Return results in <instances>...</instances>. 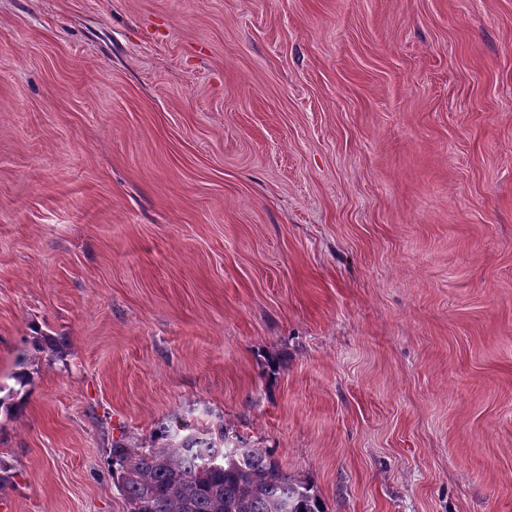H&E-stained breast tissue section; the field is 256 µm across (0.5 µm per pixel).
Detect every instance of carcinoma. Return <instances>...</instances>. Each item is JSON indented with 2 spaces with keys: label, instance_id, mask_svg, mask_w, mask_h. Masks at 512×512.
<instances>
[{
  "label": "carcinoma",
  "instance_id": "1",
  "mask_svg": "<svg viewBox=\"0 0 512 512\" xmlns=\"http://www.w3.org/2000/svg\"><path fill=\"white\" fill-rule=\"evenodd\" d=\"M143 450L112 445V478L127 512H325L311 488L265 448L221 452L211 438L174 440L170 428Z\"/></svg>",
  "mask_w": 512,
  "mask_h": 512
}]
</instances>
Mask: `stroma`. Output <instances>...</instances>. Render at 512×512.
Wrapping results in <instances>:
<instances>
[{
	"mask_svg": "<svg viewBox=\"0 0 512 512\" xmlns=\"http://www.w3.org/2000/svg\"><path fill=\"white\" fill-rule=\"evenodd\" d=\"M0 391V512L163 424L512 512V0H0Z\"/></svg>",
	"mask_w": 512,
	"mask_h": 512,
	"instance_id": "1",
	"label": "stroma"
}]
</instances>
